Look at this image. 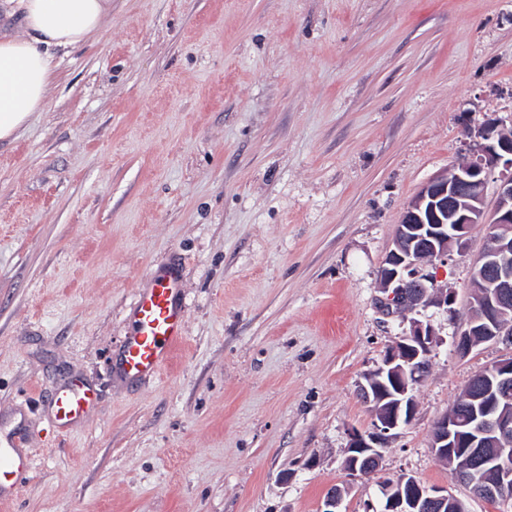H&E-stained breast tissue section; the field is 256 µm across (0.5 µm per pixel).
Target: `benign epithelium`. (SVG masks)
Returning a JSON list of instances; mask_svg holds the SVG:
<instances>
[{
  "label": "benign epithelium",
  "mask_w": 512,
  "mask_h": 512,
  "mask_svg": "<svg viewBox=\"0 0 512 512\" xmlns=\"http://www.w3.org/2000/svg\"><path fill=\"white\" fill-rule=\"evenodd\" d=\"M470 161L426 183L415 195L397 224L394 248L379 271L381 304L388 315L415 312L431 306L446 309L453 302L448 290L436 285L424 264L445 261L448 252L466 248L476 224L488 231V245L475 264V278L483 292L474 294L467 327L456 341L457 351L468 354L485 342L509 347L488 375L468 390L465 417L443 414L434 425L432 448L448 460L455 443L473 448L453 473L455 481L472 487L488 502L512 499V463L503 451L512 446V136L488 126ZM503 168L496 203L485 207L489 176ZM437 346L431 324L412 321L408 335L384 356L382 364L364 377L360 393L372 405L369 431L355 430L344 458L349 479L377 470L382 449L415 414L411 385L424 376ZM348 487L336 486L324 497L322 512H343ZM381 508L373 512H446L458 499L446 490L427 488L404 474L381 483Z\"/></svg>",
  "instance_id": "obj_1"
}]
</instances>
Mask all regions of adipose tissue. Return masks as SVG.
I'll use <instances>...</instances> for the list:
<instances>
[{
  "mask_svg": "<svg viewBox=\"0 0 512 512\" xmlns=\"http://www.w3.org/2000/svg\"><path fill=\"white\" fill-rule=\"evenodd\" d=\"M112 0H0V14L16 21L0 33V142H13L43 111L57 52L95 37Z\"/></svg>",
  "mask_w": 512,
  "mask_h": 512,
  "instance_id": "adipose-tissue-1",
  "label": "adipose tissue"
}]
</instances>
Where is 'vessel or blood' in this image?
I'll use <instances>...</instances> for the list:
<instances>
[{
    "mask_svg": "<svg viewBox=\"0 0 512 512\" xmlns=\"http://www.w3.org/2000/svg\"><path fill=\"white\" fill-rule=\"evenodd\" d=\"M183 274L171 263L155 271L138 291L132 308V329L117 362L121 376L130 382L155 377L171 350L183 339L186 314L182 303ZM98 402L94 388L72 382L56 391L49 407L57 428L66 431L85 418ZM33 465V454L20 426L0 422V501L17 495Z\"/></svg>",
    "mask_w": 512,
    "mask_h": 512,
    "instance_id": "1",
    "label": "vessel or blood"
}]
</instances>
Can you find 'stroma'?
Instances as JSON below:
<instances>
[{
  "label": "stroma",
  "mask_w": 512,
  "mask_h": 512,
  "mask_svg": "<svg viewBox=\"0 0 512 512\" xmlns=\"http://www.w3.org/2000/svg\"><path fill=\"white\" fill-rule=\"evenodd\" d=\"M47 105L0 144V413L34 466L0 512H343L401 474L471 497L431 448L437 419L503 358L459 355L474 261L429 268L450 310L386 317L379 271L409 201L512 132V0H112L54 60ZM180 263L185 334L143 384L114 372L143 280ZM438 344L412 421L347 480L358 389L412 319ZM73 380L93 414L59 432ZM97 402L96 389L82 382H71L56 391L49 407L56 427L67 431L85 418Z\"/></svg>",
  "instance_id": "stroma-1"
}]
</instances>
